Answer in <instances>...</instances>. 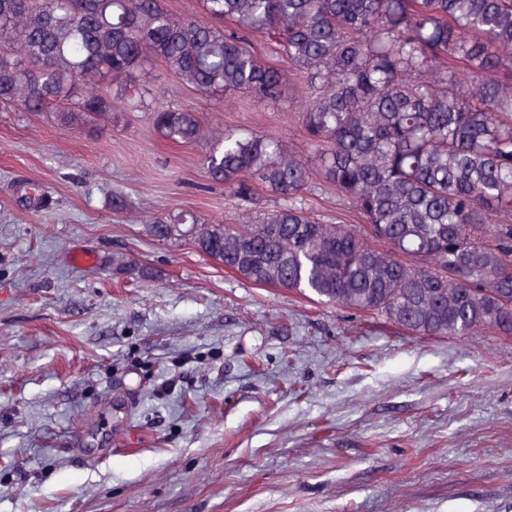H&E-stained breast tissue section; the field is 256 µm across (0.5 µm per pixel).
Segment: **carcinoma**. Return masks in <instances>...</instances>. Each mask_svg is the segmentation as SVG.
I'll return each mask as SVG.
<instances>
[{
    "label": "carcinoma",
    "mask_w": 512,
    "mask_h": 512,
    "mask_svg": "<svg viewBox=\"0 0 512 512\" xmlns=\"http://www.w3.org/2000/svg\"><path fill=\"white\" fill-rule=\"evenodd\" d=\"M201 2L224 26L165 0H0V109L98 134L122 106L166 140L206 143L205 177L244 206L240 227L181 210L147 232L188 238L239 280L419 336L511 337L512 0ZM150 64L197 95L288 104L311 158L154 105ZM324 187L347 206L331 223L306 207ZM168 10L185 18H193L209 25L219 26L220 20L212 19L204 14L199 7L198 0H166Z\"/></svg>",
    "instance_id": "cac0c4a2"
}]
</instances>
